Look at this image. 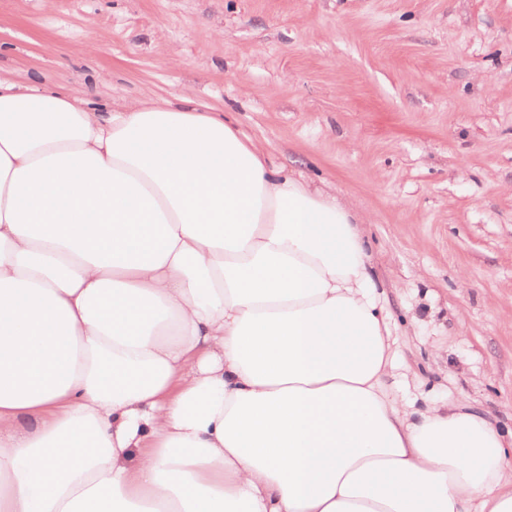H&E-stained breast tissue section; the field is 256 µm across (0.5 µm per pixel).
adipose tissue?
<instances>
[{"label":"adipose tissue","instance_id":"ef3b65f1","mask_svg":"<svg viewBox=\"0 0 512 512\" xmlns=\"http://www.w3.org/2000/svg\"><path fill=\"white\" fill-rule=\"evenodd\" d=\"M365 218L195 99L0 78V512H512L391 382Z\"/></svg>","mask_w":512,"mask_h":512}]
</instances>
